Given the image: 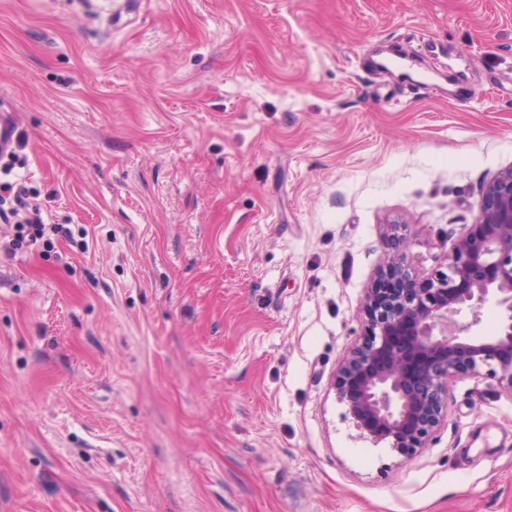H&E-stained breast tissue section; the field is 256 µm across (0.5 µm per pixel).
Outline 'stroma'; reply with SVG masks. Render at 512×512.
Returning <instances> with one entry per match:
<instances>
[{"mask_svg": "<svg viewBox=\"0 0 512 512\" xmlns=\"http://www.w3.org/2000/svg\"><path fill=\"white\" fill-rule=\"evenodd\" d=\"M2 113L0 512H512L497 379L411 454L332 387L512 167V0H0Z\"/></svg>", "mask_w": 512, "mask_h": 512, "instance_id": "stroma-1", "label": "stroma"}]
</instances>
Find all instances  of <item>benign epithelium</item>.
<instances>
[{
  "label": "benign epithelium",
  "instance_id": "obj_1",
  "mask_svg": "<svg viewBox=\"0 0 512 512\" xmlns=\"http://www.w3.org/2000/svg\"><path fill=\"white\" fill-rule=\"evenodd\" d=\"M381 279L383 287L367 289L365 334L341 360L334 387L368 438L413 452L447 416L455 377L491 376L512 393V167L486 185L476 224L457 239L446 270L414 275L400 250ZM486 306L498 322L477 336Z\"/></svg>",
  "mask_w": 512,
  "mask_h": 512
}]
</instances>
